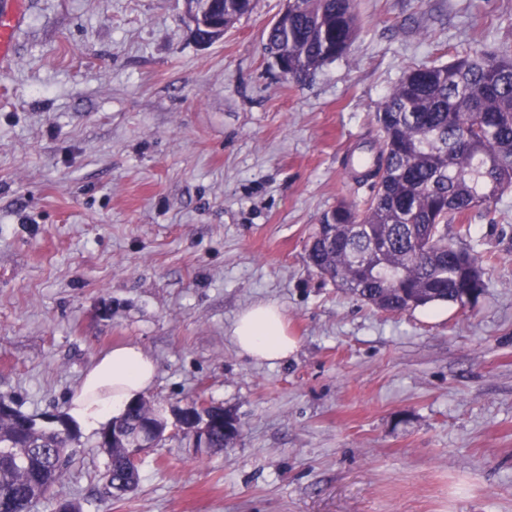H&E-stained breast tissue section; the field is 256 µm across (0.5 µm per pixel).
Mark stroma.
I'll return each instance as SVG.
<instances>
[{
	"mask_svg": "<svg viewBox=\"0 0 512 512\" xmlns=\"http://www.w3.org/2000/svg\"><path fill=\"white\" fill-rule=\"evenodd\" d=\"M0 70V397L64 413L135 344L147 400L232 410L234 447L180 434L105 497L94 433L33 512H512V191L460 246L497 258L469 308L379 311L306 261L320 216L369 193L345 167L412 67L512 52V0H355L345 55L285 80L264 50L286 0L199 44L183 0H26ZM273 302L298 346L238 354ZM232 339L241 356L271 364L287 360L298 343L288 335L286 316L275 303H259L242 311L234 324Z\"/></svg>",
	"mask_w": 512,
	"mask_h": 512,
	"instance_id": "1",
	"label": "stroma"
}]
</instances>
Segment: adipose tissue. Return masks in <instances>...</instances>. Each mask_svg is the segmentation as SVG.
<instances>
[{"label":"adipose tissue","mask_w":512,"mask_h":512,"mask_svg":"<svg viewBox=\"0 0 512 512\" xmlns=\"http://www.w3.org/2000/svg\"><path fill=\"white\" fill-rule=\"evenodd\" d=\"M232 339L241 356L272 364L287 360L297 348L282 308L274 303H259L242 311ZM156 374V361L140 346L113 348L86 372L69 398L67 414L86 430L99 429L121 417L126 405L152 386Z\"/></svg>","instance_id":"adipose-tissue-1"}]
</instances>
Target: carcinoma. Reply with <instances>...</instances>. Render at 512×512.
Listing matches in <instances>:
<instances>
[{
    "label": "carcinoma",
    "instance_id": "1",
    "mask_svg": "<svg viewBox=\"0 0 512 512\" xmlns=\"http://www.w3.org/2000/svg\"><path fill=\"white\" fill-rule=\"evenodd\" d=\"M254 0H224V24L252 12ZM358 31L353 0H292L288 21L269 28L265 48L283 50L287 76L300 80L347 51ZM380 139L357 157L354 176L370 184L364 201L340 202L319 223L330 242L306 248L308 263L336 286L384 312L458 303L473 278L486 284L491 257L448 241L465 233L512 190V57L474 51L405 72L377 113ZM161 415L146 401L127 425ZM0 500L28 512L50 495L77 454L65 438L0 418ZM100 478L124 493L139 483L126 449L109 452Z\"/></svg>",
    "mask_w": 512,
    "mask_h": 512
}]
</instances>
